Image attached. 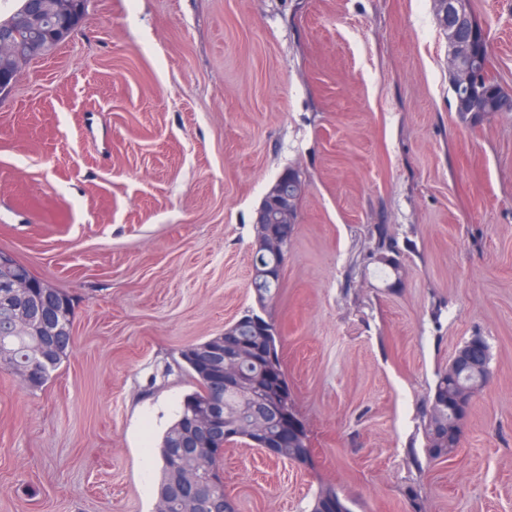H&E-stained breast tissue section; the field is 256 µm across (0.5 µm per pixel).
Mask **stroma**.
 <instances>
[{
	"label": "stroma",
	"instance_id": "stroma-1",
	"mask_svg": "<svg viewBox=\"0 0 512 512\" xmlns=\"http://www.w3.org/2000/svg\"><path fill=\"white\" fill-rule=\"evenodd\" d=\"M512 89V0H472ZM433 0H90L0 97V250L74 302L42 391L0 371V512H153L179 350L255 308L253 222L306 191L277 325L312 462L224 449L238 512H512V112L460 119ZM396 267L369 254L380 232ZM490 347L452 461L422 413ZM331 499L337 502L338 512H351L345 498L340 496V492L332 484H321L319 486L317 492L314 494L310 511L324 512L323 507L325 502Z\"/></svg>",
	"mask_w": 512,
	"mask_h": 512
}]
</instances>
